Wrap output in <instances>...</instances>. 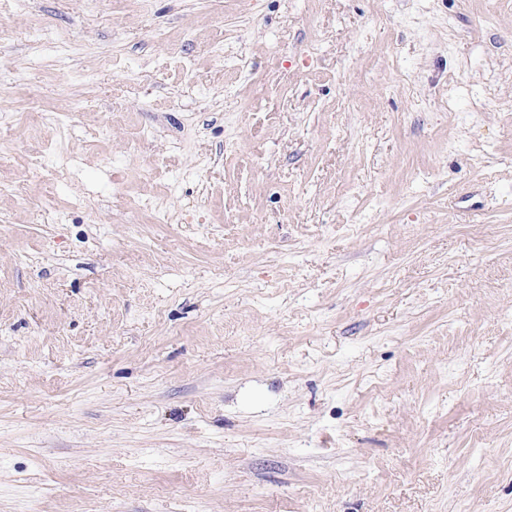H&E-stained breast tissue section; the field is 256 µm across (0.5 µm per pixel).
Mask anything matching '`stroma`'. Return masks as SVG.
<instances>
[{"label": "stroma", "mask_w": 512, "mask_h": 512, "mask_svg": "<svg viewBox=\"0 0 512 512\" xmlns=\"http://www.w3.org/2000/svg\"><path fill=\"white\" fill-rule=\"evenodd\" d=\"M0 127V512H512V0H0Z\"/></svg>", "instance_id": "35a3bbf8"}]
</instances>
